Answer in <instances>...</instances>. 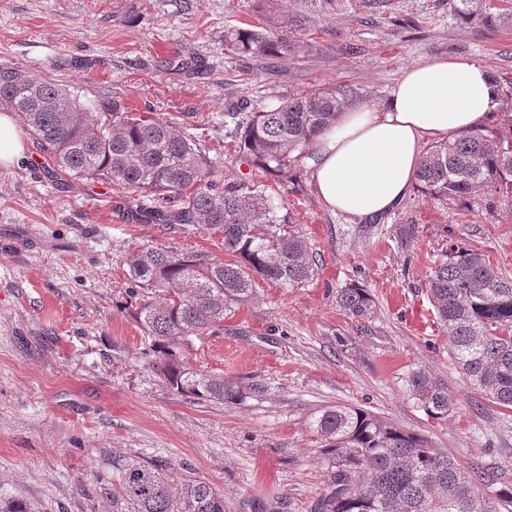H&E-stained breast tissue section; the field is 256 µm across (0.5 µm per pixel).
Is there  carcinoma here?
<instances>
[{"label": "carcinoma", "instance_id": "cac0c4a2", "mask_svg": "<svg viewBox=\"0 0 512 512\" xmlns=\"http://www.w3.org/2000/svg\"><path fill=\"white\" fill-rule=\"evenodd\" d=\"M463 22L495 28L509 15L488 11L486 0H448ZM225 47L251 59L288 58L295 45L277 26L234 29ZM497 112L512 123V86L497 77ZM0 105L15 112L53 170L101 179L148 198L131 214L135 221L192 224L217 233L231 261L168 248L132 256L129 272L137 307L133 317L146 334L148 364L169 388L198 398L233 402L239 387L202 373L183 353L194 336L224 329V319L254 297L256 280L299 288L315 275L316 252L300 225L280 214L258 182L222 187L216 162L167 119L129 112L119 102L89 112L62 85L35 74L0 71ZM349 106V95L318 89L273 108L226 112L229 134L252 168L283 184L314 138ZM417 183L445 202L490 191L512 205V138H491L483 129L431 146ZM429 301L448 335V354L470 387L488 401L512 409V277L495 270L481 252L452 243L426 275ZM337 303L359 322L373 313L369 290L356 283L340 289ZM408 386L428 414L448 415V386L422 370ZM327 442L331 485L323 512H509L512 485L480 497V476L454 457L432 448L424 435L357 407H329L310 421ZM113 493L128 512H224V494L205 481L186 478L176 490L152 464H127Z\"/></svg>", "mask_w": 512, "mask_h": 512}]
</instances>
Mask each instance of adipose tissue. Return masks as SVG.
<instances>
[{
  "mask_svg": "<svg viewBox=\"0 0 512 512\" xmlns=\"http://www.w3.org/2000/svg\"><path fill=\"white\" fill-rule=\"evenodd\" d=\"M500 92L483 65L438 58L403 69L388 98L342 112L307 160L332 212L366 219L392 211L416 181L427 143L485 126Z\"/></svg>",
  "mask_w": 512,
  "mask_h": 512,
  "instance_id": "adipose-tissue-1",
  "label": "adipose tissue"
}]
</instances>
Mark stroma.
Returning <instances> with one entry per match:
<instances>
[{"label": "stroma", "instance_id": "35a3bbf8", "mask_svg": "<svg viewBox=\"0 0 512 512\" xmlns=\"http://www.w3.org/2000/svg\"><path fill=\"white\" fill-rule=\"evenodd\" d=\"M280 13L300 46L288 59L226 50L227 30ZM456 57L512 81V26L467 25L447 0H0V70L61 84L93 109L116 99L176 122L200 137L222 182L263 181L318 258L304 286L258 282L223 333L185 351L194 368L237 382V401L179 394L147 365L128 261L155 247L224 261L221 236L129 221L132 198L101 180L47 176L48 156L23 133V155L0 167V498L40 512H124L112 497L117 469L140 462L175 486L212 484L224 512H316L330 487L309 422L337 405L423 434L484 472L481 496L512 482V410L454 368L425 287L454 239L512 275V207L483 192L443 204L413 190L380 219H352L324 206L306 164L281 185L241 162L224 129L229 107L315 89L343 90L355 108L379 103L403 68ZM403 224L413 238H400ZM352 282L376 302L362 323L336 303ZM417 369L447 383V416H430L410 392Z\"/></svg>", "mask_w": 512, "mask_h": 512}]
</instances>
